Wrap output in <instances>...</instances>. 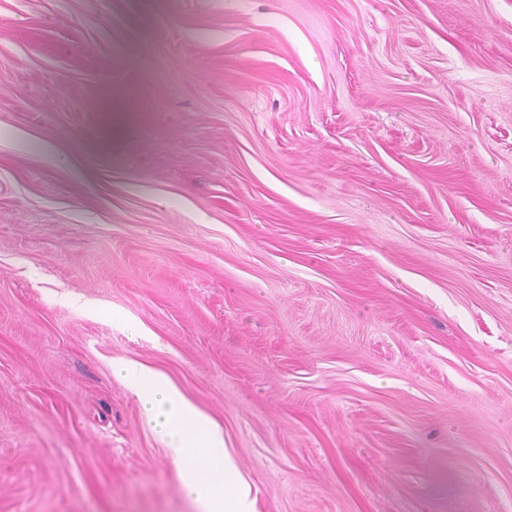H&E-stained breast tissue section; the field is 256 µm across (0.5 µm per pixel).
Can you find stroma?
Masks as SVG:
<instances>
[{
  "mask_svg": "<svg viewBox=\"0 0 512 512\" xmlns=\"http://www.w3.org/2000/svg\"><path fill=\"white\" fill-rule=\"evenodd\" d=\"M116 359L257 512H512V0H0V512H192Z\"/></svg>",
  "mask_w": 512,
  "mask_h": 512,
  "instance_id": "35a3bbf8",
  "label": "stroma"
}]
</instances>
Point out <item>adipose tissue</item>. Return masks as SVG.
Returning <instances> with one entry per match:
<instances>
[{"instance_id":"obj_1","label":"adipose tissue","mask_w":512,"mask_h":512,"mask_svg":"<svg viewBox=\"0 0 512 512\" xmlns=\"http://www.w3.org/2000/svg\"><path fill=\"white\" fill-rule=\"evenodd\" d=\"M113 372L127 379L147 423L166 441L184 495L198 512H255L244 480L227 461L224 435L208 415L153 369L119 361Z\"/></svg>"}]
</instances>
